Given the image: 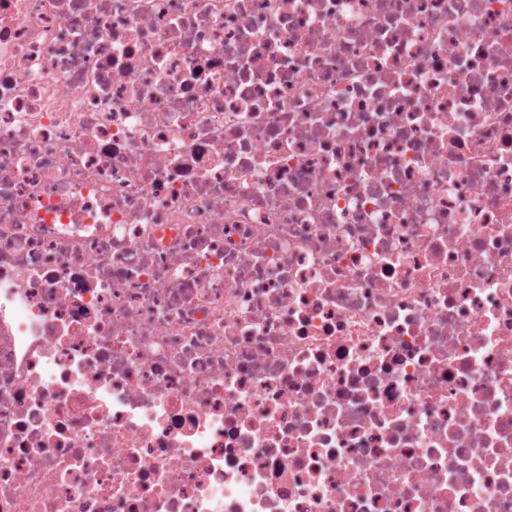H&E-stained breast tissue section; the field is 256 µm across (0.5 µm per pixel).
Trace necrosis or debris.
<instances>
[{
    "label": "necrosis or debris",
    "instance_id": "necrosis-or-debris-1",
    "mask_svg": "<svg viewBox=\"0 0 512 512\" xmlns=\"http://www.w3.org/2000/svg\"><path fill=\"white\" fill-rule=\"evenodd\" d=\"M0 512H512V0H0Z\"/></svg>",
    "mask_w": 512,
    "mask_h": 512
}]
</instances>
